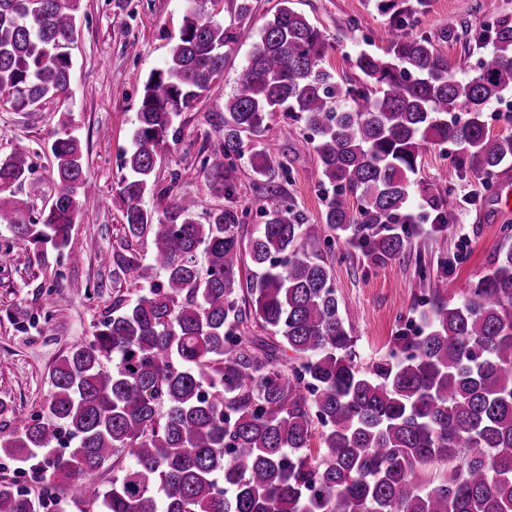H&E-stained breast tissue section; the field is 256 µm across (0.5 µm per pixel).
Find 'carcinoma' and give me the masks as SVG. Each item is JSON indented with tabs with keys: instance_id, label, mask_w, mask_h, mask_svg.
Listing matches in <instances>:
<instances>
[{
	"instance_id": "cac0c4a2",
	"label": "carcinoma",
	"mask_w": 512,
	"mask_h": 512,
	"mask_svg": "<svg viewBox=\"0 0 512 512\" xmlns=\"http://www.w3.org/2000/svg\"><path fill=\"white\" fill-rule=\"evenodd\" d=\"M80 2L0 0V98L38 112L69 96ZM209 2L195 0L167 61L143 81L123 155V229L127 242L149 245L150 264L130 251L112 265L144 281L141 293L115 299L92 339L62 358L45 415L0 430V455L71 494L112 463L110 488L88 499L94 512H512V246L455 304L439 300L447 283L420 268L433 296L425 328L399 330L397 351L369 368L322 255L341 243L381 265L406 252L411 176L428 145L459 147L460 168L481 180L512 158V136H491L483 120L512 89V18L486 34L440 30L438 40L467 50L492 44L460 78L413 32L428 0H376L388 16L384 48L357 55L353 81L326 68V35L291 0L257 35L246 22L252 0H237L227 24ZM239 43L251 50L224 98L220 142L201 161L206 186L230 204L200 223L195 201L159 187L155 171L178 117ZM277 112L304 124L319 185L333 189L319 224L275 182L286 164L270 160L265 137ZM246 143L268 185L264 223L247 236L233 204ZM50 152L53 195L36 218L15 194L34 152L0 158V224L39 259L68 247L88 203L81 141L64 118ZM147 192L159 208L141 206ZM417 207L435 213L436 233L455 221L433 183ZM434 461L448 471L422 482ZM43 508L0 483V512Z\"/></svg>"
}]
</instances>
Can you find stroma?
<instances>
[{
	"instance_id": "obj_1",
	"label": "stroma",
	"mask_w": 512,
	"mask_h": 512,
	"mask_svg": "<svg viewBox=\"0 0 512 512\" xmlns=\"http://www.w3.org/2000/svg\"><path fill=\"white\" fill-rule=\"evenodd\" d=\"M292 6L330 38L325 65L337 77L358 78L355 56L381 52L376 34L385 17L372 0H292ZM187 7V0H82L71 97L47 101L38 112H21L0 100V153L28 148L38 152L21 198L38 211L47 205L53 193L50 144L64 112L81 141L89 196L88 205L75 216L66 255L52 252L46 261H36L32 250L0 227V424L19 414L43 413L51 370L71 348L91 338L116 295L134 293L130 278L113 275L111 263L101 257L127 246L117 190L123 153L136 122L142 82L162 65L169 38L178 33ZM510 15L512 0H429L416 30L433 35L448 23L488 30ZM248 52V46L234 47L223 74L201 102L182 113L179 137L156 169L160 185H173L176 194L195 199L200 217L225 205L223 195L211 192L204 182L202 151L207 141L219 137L213 105L232 92ZM266 144L273 161L288 164V176L279 182L282 193L310 223H320L324 205L316 157L301 127L277 114ZM458 164L455 146H432L415 177L423 185L448 176V208L457 218L451 234L432 233L433 216L425 213L418 221L419 233L400 258L376 265L354 252L332 260L342 314L362 364L386 357L398 328L421 326L432 296L419 285V268L447 281L443 297L455 303L498 255L500 229L512 224V159L496 170L487 186L460 174ZM236 202L246 211V227L263 223V190L246 161L238 172ZM0 481L49 502L67 498L64 486L48 484L14 460L0 458Z\"/></svg>"
}]
</instances>
